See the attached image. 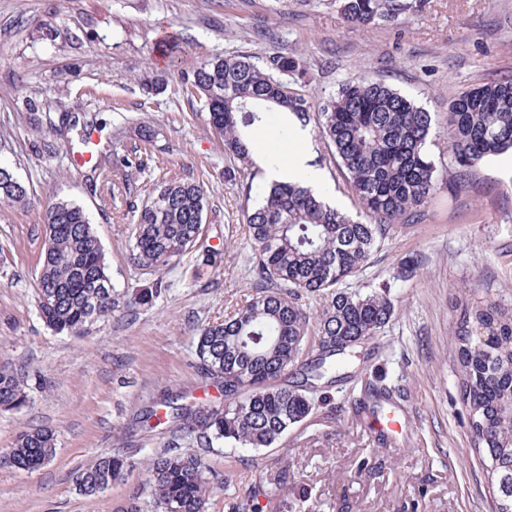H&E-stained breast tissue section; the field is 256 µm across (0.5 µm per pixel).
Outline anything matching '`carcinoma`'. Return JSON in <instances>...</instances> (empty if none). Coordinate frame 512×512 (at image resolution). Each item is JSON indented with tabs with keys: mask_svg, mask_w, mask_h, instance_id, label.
<instances>
[{
	"mask_svg": "<svg viewBox=\"0 0 512 512\" xmlns=\"http://www.w3.org/2000/svg\"><path fill=\"white\" fill-rule=\"evenodd\" d=\"M410 7L407 0H344L342 14L367 28L392 24ZM293 71V61L283 56L261 65L250 55L217 54L184 79L185 91L207 106L224 152L247 164L249 144L241 129L261 121V112L276 108L303 127L310 122L309 94L286 79ZM313 114L370 221L350 218L299 184L267 186L245 224L254 249L255 294L223 320L199 328L193 341L201 373L224 395V404L193 402L164 416L173 432L194 437L202 448L271 447L311 413L310 389L349 374L363 345L391 319L394 304L382 292L361 295L339 284L368 262L385 225L412 216L437 190V169L426 150L431 113L390 86L368 77L349 80ZM448 147L455 190L468 186L481 161L512 150V78L485 83L449 103ZM0 197L28 200L27 187L2 166ZM206 206L194 181L157 185L138 209L133 262L160 268L197 246ZM45 223L37 305L49 327L80 335L120 304H133L112 284L101 241L80 206L58 202ZM308 296L323 300L313 317L303 304ZM455 339L472 447L496 512H512V315L493 303L467 304ZM296 369L302 381L278 383ZM25 400L24 377L1 367L0 407ZM55 453V433L39 429L20 434L4 459L29 471ZM125 467L120 454L97 458L77 474L79 491L87 497L104 492ZM147 484L154 512H206L214 488L206 459L174 442L149 460Z\"/></svg>",
	"mask_w": 512,
	"mask_h": 512,
	"instance_id": "1",
	"label": "carcinoma"
}]
</instances>
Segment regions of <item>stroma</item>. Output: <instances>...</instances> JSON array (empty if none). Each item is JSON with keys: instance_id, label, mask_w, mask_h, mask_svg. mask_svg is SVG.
Listing matches in <instances>:
<instances>
[{"instance_id": "1", "label": "stroma", "mask_w": 512, "mask_h": 512, "mask_svg": "<svg viewBox=\"0 0 512 512\" xmlns=\"http://www.w3.org/2000/svg\"><path fill=\"white\" fill-rule=\"evenodd\" d=\"M397 23L349 27L341 0H0V166L29 200L0 199V367L22 373L26 403L0 409V457L21 432L55 431L57 453L41 468L0 464V512H115L129 495L148 502L146 466L162 428L128 437L133 416L180 395L220 402L203 382L192 342L252 295L248 200L264 169L228 178L231 161L202 102L182 80L214 55L259 63L295 61L316 100L368 75L432 115L428 151L439 186L418 218L389 226L347 291L387 289L391 320L367 349L369 369L334 383L304 422L272 447L217 445L204 455L224 488L206 512L254 498L261 512H492L486 474L471 449L455 330L462 303H495L512 314V152L484 160L468 190L448 188V103L494 78L512 77V0H411ZM167 88L146 95V74ZM94 121L109 182L73 157L79 131L51 130L59 114ZM286 117L263 113L251 150L286 164L295 147ZM153 131L143 145L142 126ZM321 194L356 217L361 207L315 125L306 128ZM200 182L208 201L203 235L167 266L130 260L137 209L158 182ZM66 201L83 208L119 291L160 293L76 336L38 311L44 214ZM417 261L413 275L400 271ZM393 392L377 413H357L375 377ZM127 459L122 479L97 497L76 486L98 456Z\"/></svg>"}]
</instances>
